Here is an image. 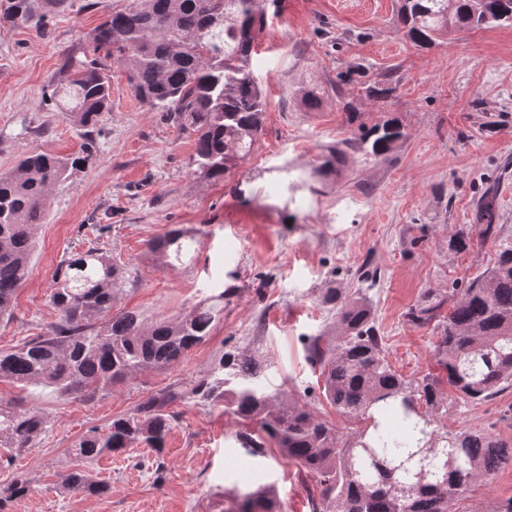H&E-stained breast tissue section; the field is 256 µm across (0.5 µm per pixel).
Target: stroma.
<instances>
[{"mask_svg":"<svg viewBox=\"0 0 512 512\" xmlns=\"http://www.w3.org/2000/svg\"><path fill=\"white\" fill-rule=\"evenodd\" d=\"M126 4L64 0L42 34L0 26V173L34 151L80 154L83 132L62 118L54 92L58 64ZM397 8L398 0H281L254 43V74L267 98L262 132L220 181L195 173L192 138L149 110L124 66L109 62L112 108L95 128L98 150L52 192L28 275L10 315L0 316V349L59 320L49 301L57 269L92 248L131 274L113 312L137 311L144 324L174 320L222 290L230 297L207 340L172 368L141 370L81 399L0 380V397L39 408L46 421L31 448L0 459V485L20 476L30 487L5 512H230L263 482L286 512H312L313 479L301 465L271 440L263 455H250L236 437L254 424L190 398L168 405L162 449L141 445L88 462L73 448L241 350L261 361L267 385L341 434L359 430L326 400L307 354L309 338L334 336L340 305L356 298L368 301L398 373H438L440 322L512 246V26L455 29L421 48L404 37ZM384 79L391 94L369 96ZM315 83L325 93L309 109L299 90ZM389 118L403 138L386 157L366 155L363 129ZM331 147L342 157L319 175ZM487 195L495 204L490 227L480 210ZM175 227L200 231L191 265L164 266L147 251L150 239ZM329 288L338 304L323 303ZM427 301L436 306L433 319L412 322L411 309ZM442 392L439 427L484 430L512 448V385L468 405L450 385ZM67 470L86 471L109 493L60 492ZM511 499L512 464L472 484L455 510L498 512Z\"/></svg>","mask_w":512,"mask_h":512,"instance_id":"obj_1","label":"stroma"}]
</instances>
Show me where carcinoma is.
Masks as SVG:
<instances>
[{
  "instance_id": "1",
  "label": "carcinoma",
  "mask_w": 512,
  "mask_h": 512,
  "mask_svg": "<svg viewBox=\"0 0 512 512\" xmlns=\"http://www.w3.org/2000/svg\"><path fill=\"white\" fill-rule=\"evenodd\" d=\"M63 0H0V25L38 32ZM399 0L406 36L424 47L450 29H481L512 22V0ZM279 0H131L98 27L92 45L64 53L59 96L66 119L84 129L86 155L43 151L23 157L14 175L0 176V315L9 311L34 250L53 188L96 149L93 130L111 109L106 61L124 65L135 95L194 138L192 165L218 181L251 153L262 129L265 98L255 78L252 50L267 4ZM404 133L394 119L367 128L366 154L389 153ZM199 230L173 228L148 243L157 260L188 257ZM50 303L60 320L20 347L0 351V378L51 387L78 398L105 390L147 368H169L210 336L224 311V293L172 321L144 325L132 311L112 314V301L129 270L90 249L63 261ZM309 360L320 367L326 399L341 414L363 422L345 437L307 406L270 390L253 355L224 354L187 393L151 397L116 418L104 434H88L78 455L94 461L140 442L162 447L170 426L167 405L183 396L201 399L243 421H254L282 455L313 473L320 502L313 512H452L456 499L512 462L508 448L483 430L455 434L438 426L447 382L461 400H483L512 384V248L453 303L436 347L441 374L412 381L398 374L377 336L366 300L342 307L336 336L309 340ZM42 412L0 400V448L19 455L44 432ZM67 491L105 495L84 471L59 477ZM29 491L27 482L0 486V510ZM235 512H281L258 489Z\"/></svg>"
}]
</instances>
